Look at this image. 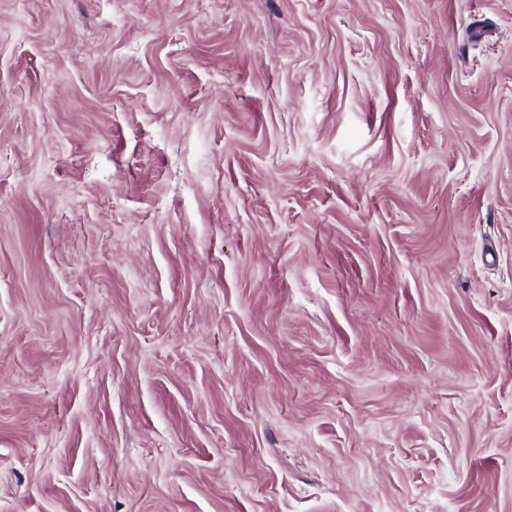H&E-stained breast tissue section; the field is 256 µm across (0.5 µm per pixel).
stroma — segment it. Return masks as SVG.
<instances>
[{
  "label": "stroma",
  "instance_id": "35a3bbf8",
  "mask_svg": "<svg viewBox=\"0 0 512 512\" xmlns=\"http://www.w3.org/2000/svg\"><path fill=\"white\" fill-rule=\"evenodd\" d=\"M0 512H512V0H0Z\"/></svg>",
  "mask_w": 512,
  "mask_h": 512
}]
</instances>
